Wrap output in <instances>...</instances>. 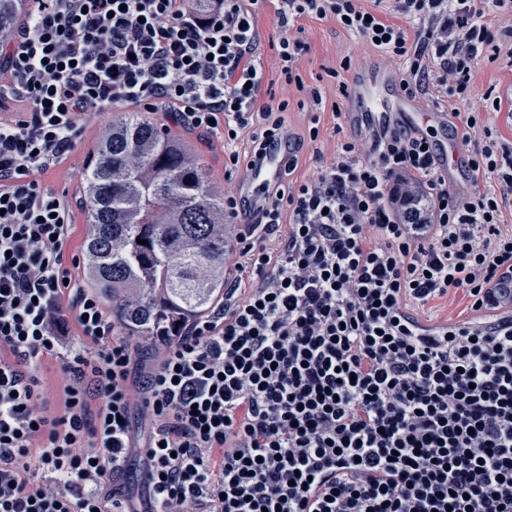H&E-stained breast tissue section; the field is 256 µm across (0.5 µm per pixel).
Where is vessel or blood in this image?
<instances>
[{
    "mask_svg": "<svg viewBox=\"0 0 512 512\" xmlns=\"http://www.w3.org/2000/svg\"><path fill=\"white\" fill-rule=\"evenodd\" d=\"M341 112L351 136L361 142L366 139V132L359 122L364 112L370 113L378 128H404L416 136L434 131L438 169L447 179L449 188L460 194L470 191L466 152L448 133L447 113L432 110L403 93L397 84V69L390 60L380 57L372 61L363 58L356 61L355 76ZM287 160V153L270 152L261 164L243 169L239 192L251 197L256 206H264L269 193L277 186Z\"/></svg>",
    "mask_w": 512,
    "mask_h": 512,
    "instance_id": "vessel-or-blood-1",
    "label": "vessel or blood"
}]
</instances>
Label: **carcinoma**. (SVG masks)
Masks as SVG:
<instances>
[{
  "label": "carcinoma",
  "mask_w": 512,
  "mask_h": 512,
  "mask_svg": "<svg viewBox=\"0 0 512 512\" xmlns=\"http://www.w3.org/2000/svg\"><path fill=\"white\" fill-rule=\"evenodd\" d=\"M17 18L15 0H0V28ZM83 203L85 283L122 334L175 336L224 297L233 251L224 193L183 139L138 112L118 113L86 158Z\"/></svg>",
  "instance_id": "1"
}]
</instances>
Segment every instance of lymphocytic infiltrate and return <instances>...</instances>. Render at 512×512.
Masks as SVG:
<instances>
[{
    "label": "lymphocytic infiltrate",
    "instance_id": "obj_1",
    "mask_svg": "<svg viewBox=\"0 0 512 512\" xmlns=\"http://www.w3.org/2000/svg\"><path fill=\"white\" fill-rule=\"evenodd\" d=\"M258 2L27 0L0 38V107H17L0 119V512H136L119 481L135 447L144 512H512V311L497 296L512 142L468 107L476 60L512 68V0H276L275 66L317 108L302 137L287 101H259ZM309 17L445 103L472 148V194L449 191L431 137L385 129L295 177L326 106L297 69ZM118 108L221 133L235 171L291 153L265 209L225 195L229 224L250 216L239 275L158 351L117 335L73 278L74 207L41 180ZM457 291L470 317L428 316ZM47 355L65 376L54 404Z\"/></svg>",
    "mask_w": 512,
    "mask_h": 512
}]
</instances>
